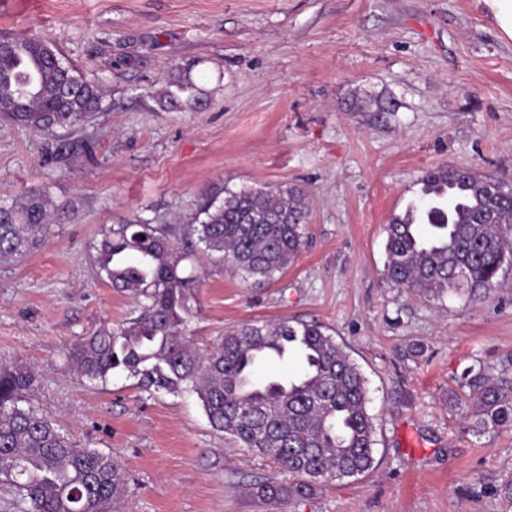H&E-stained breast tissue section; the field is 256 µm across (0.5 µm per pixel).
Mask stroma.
Instances as JSON below:
<instances>
[{"label": "stroma", "instance_id": "stroma-1", "mask_svg": "<svg viewBox=\"0 0 512 512\" xmlns=\"http://www.w3.org/2000/svg\"><path fill=\"white\" fill-rule=\"evenodd\" d=\"M19 34L107 96L64 146L0 117V201L43 190L61 207L43 246L0 261V362L120 462L119 512H512V432H477L458 386L512 352V271L478 299L384 275L385 227L426 170L512 186V42L481 0H0V36ZM180 71L200 104L160 106ZM275 185L310 194L304 249L260 288L196 263L189 334L203 348L246 321L319 322L367 379L377 444L369 474L272 505L253 484L289 475L213 431L195 395L81 381L68 351L136 309L97 275L106 228L187 224L223 189Z\"/></svg>", "mask_w": 512, "mask_h": 512}]
</instances>
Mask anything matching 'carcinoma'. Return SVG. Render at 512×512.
Here are the masks:
<instances>
[{
    "instance_id": "1",
    "label": "carcinoma",
    "mask_w": 512,
    "mask_h": 512,
    "mask_svg": "<svg viewBox=\"0 0 512 512\" xmlns=\"http://www.w3.org/2000/svg\"><path fill=\"white\" fill-rule=\"evenodd\" d=\"M164 102L197 105L200 88L187 73ZM104 90L75 76L55 46L42 38H0V115L34 131L68 135L102 110ZM421 205L386 225V278L417 296L440 299L497 287L512 264V198L495 183L458 168L436 167L421 178ZM52 203L32 191L0 205V260L43 245ZM309 195L300 186L224 189L180 241L166 224H113L97 248L98 277L139 299L138 315L103 327L69 351L79 375L105 383L115 372L152 394L193 392L211 428L242 447L271 457L295 481L270 477L254 494L270 503L305 497L316 487L373 468L375 425L366 379L326 328L299 319L243 323L214 345L187 336L196 317V277L184 262L197 257L229 266L245 281L271 283L303 249ZM303 361L296 374L262 381L263 359ZM32 372L0 364V477L21 495L25 512H112L127 490L122 465L97 448L82 447L30 401ZM469 408L477 432L512 431V353L495 373L467 372Z\"/></svg>"
}]
</instances>
